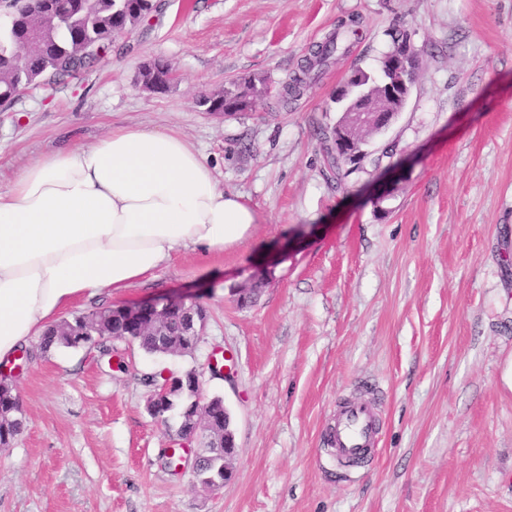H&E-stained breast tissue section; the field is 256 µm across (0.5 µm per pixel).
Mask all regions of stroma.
Masks as SVG:
<instances>
[{
    "instance_id": "35a3bbf8",
    "label": "stroma",
    "mask_w": 512,
    "mask_h": 512,
    "mask_svg": "<svg viewBox=\"0 0 512 512\" xmlns=\"http://www.w3.org/2000/svg\"><path fill=\"white\" fill-rule=\"evenodd\" d=\"M160 9L76 76L0 106V187L32 161L115 125L175 129L225 193L260 216L221 252H177L145 282L78 297L69 320L178 295L206 310L189 355L101 338L39 352L13 373L26 422L0 447V512H512V0H157ZM355 18L347 55L303 74L309 48ZM420 51L405 108L373 162L337 187L320 151L352 70L377 69L390 33ZM161 61L163 93L140 71ZM266 76L221 117L200 99ZM304 75L300 97L283 87ZM260 284L252 302L238 292ZM231 411V480L202 487L160 453L177 421L148 411L146 373H207ZM379 420L376 454L340 464L338 405Z\"/></svg>"
}]
</instances>
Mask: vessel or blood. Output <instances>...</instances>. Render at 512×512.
<instances>
[{"mask_svg":"<svg viewBox=\"0 0 512 512\" xmlns=\"http://www.w3.org/2000/svg\"><path fill=\"white\" fill-rule=\"evenodd\" d=\"M329 441L337 459L345 462L374 453L378 443L377 421L363 404L340 407Z\"/></svg>","mask_w":512,"mask_h":512,"instance_id":"obj_1","label":"vessel or blood"}]
</instances>
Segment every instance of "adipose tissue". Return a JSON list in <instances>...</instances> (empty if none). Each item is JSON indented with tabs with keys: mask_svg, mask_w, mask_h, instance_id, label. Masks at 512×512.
<instances>
[{
	"mask_svg": "<svg viewBox=\"0 0 512 512\" xmlns=\"http://www.w3.org/2000/svg\"><path fill=\"white\" fill-rule=\"evenodd\" d=\"M257 221L170 130L116 126L35 160L0 189V362L75 298L130 287L189 247L223 251Z\"/></svg>",
	"mask_w": 512,
	"mask_h": 512,
	"instance_id": "1",
	"label": "adipose tissue"
}]
</instances>
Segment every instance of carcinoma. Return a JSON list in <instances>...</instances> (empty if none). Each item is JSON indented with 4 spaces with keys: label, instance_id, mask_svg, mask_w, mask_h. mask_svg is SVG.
Listing matches in <instances>:
<instances>
[{
    "label": "carcinoma",
    "instance_id": "carcinoma-1",
    "mask_svg": "<svg viewBox=\"0 0 512 512\" xmlns=\"http://www.w3.org/2000/svg\"><path fill=\"white\" fill-rule=\"evenodd\" d=\"M16 5L0 7V99L8 102L34 84L54 78L74 76L89 67L112 44L116 28L135 29L158 10L155 0H14ZM354 20H340L325 39L314 45L305 59V70L322 69L330 60L349 52ZM35 34L33 43L21 46L26 31ZM392 45L381 58L378 73L354 70L349 84L355 94L377 91L392 57L404 50L402 31L391 34ZM269 93L263 76L232 81L224 90L203 98L205 105L247 111L258 97ZM335 127L324 130L321 151L328 168L341 182L359 164L345 153L332 148ZM188 313L178 305L170 306L157 324L128 321L105 309L88 316H77L51 327L39 342L41 351L64 347L77 349L94 342V336L135 342L153 355L192 353L197 340L183 335ZM202 374L190 370L173 377V387L155 411L161 421L177 412L180 424L177 437H195L200 448L195 459V476L202 485L218 489L224 484V403L214 397L201 403ZM24 428L22 405L7 378L0 379V446H7Z\"/></svg>",
    "mask_w": 512,
    "mask_h": 512
}]
</instances>
